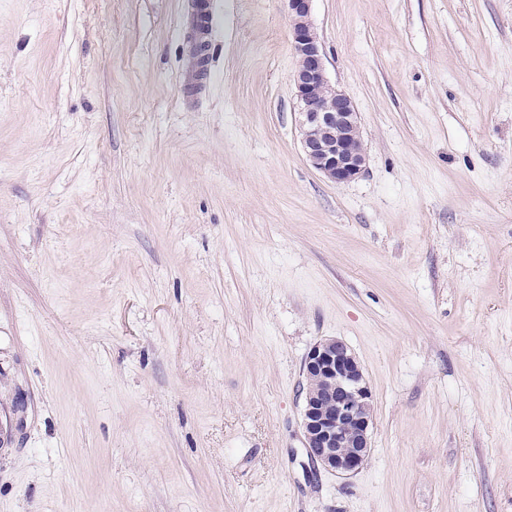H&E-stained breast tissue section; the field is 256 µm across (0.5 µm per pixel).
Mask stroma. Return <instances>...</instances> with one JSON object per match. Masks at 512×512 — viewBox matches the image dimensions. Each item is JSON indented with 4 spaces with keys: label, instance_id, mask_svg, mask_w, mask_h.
Here are the masks:
<instances>
[{
    "label": "stroma",
    "instance_id": "1",
    "mask_svg": "<svg viewBox=\"0 0 512 512\" xmlns=\"http://www.w3.org/2000/svg\"><path fill=\"white\" fill-rule=\"evenodd\" d=\"M0 0V512H512V0H314L364 173L301 147L284 0ZM345 341L369 458L314 467ZM194 12L191 24V35H190V48L193 57H195L196 48L198 43L206 42L208 47L206 48L207 60L205 66L198 70L192 71L189 82L186 85L187 93L191 95L197 94L205 84L209 76V35L211 34L213 27V13L211 8V0H194ZM301 415L312 464L338 475L356 472L371 452V391L350 347L337 338L317 341L306 355Z\"/></svg>",
    "mask_w": 512,
    "mask_h": 512
}]
</instances>
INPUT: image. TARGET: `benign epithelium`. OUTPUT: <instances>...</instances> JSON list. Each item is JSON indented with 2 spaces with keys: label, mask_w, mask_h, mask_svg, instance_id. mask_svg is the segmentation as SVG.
Here are the masks:
<instances>
[{
  "label": "benign epithelium",
  "mask_w": 512,
  "mask_h": 512,
  "mask_svg": "<svg viewBox=\"0 0 512 512\" xmlns=\"http://www.w3.org/2000/svg\"><path fill=\"white\" fill-rule=\"evenodd\" d=\"M313 0H287L293 74L299 103L301 146L306 160L325 178L345 184L365 171L359 115L351 98L326 72L311 21ZM301 415L305 451L312 464L338 475L356 472L371 452V391L350 347L337 338L317 341L306 355Z\"/></svg>",
  "instance_id": "benign-epithelium-1"
}]
</instances>
